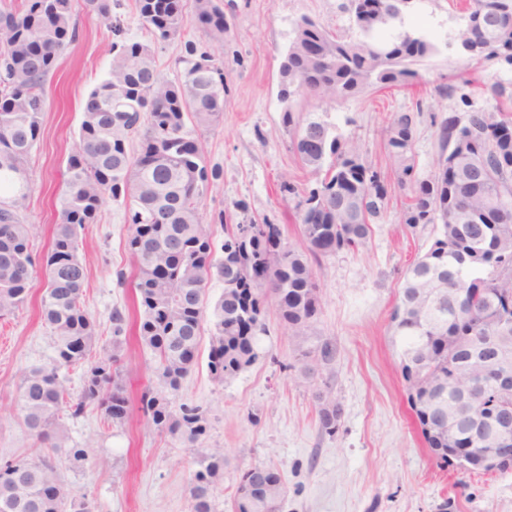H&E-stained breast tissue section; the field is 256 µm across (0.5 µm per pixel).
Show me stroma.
<instances>
[{
    "mask_svg": "<svg viewBox=\"0 0 512 512\" xmlns=\"http://www.w3.org/2000/svg\"><path fill=\"white\" fill-rule=\"evenodd\" d=\"M340 0H223L230 30L224 39V112L218 126L196 130L208 166L219 168L201 210L214 241L224 227L247 220L280 225L286 246L306 253L296 221L297 197L281 192L283 182L304 188L316 181L290 148L277 98L281 55L303 15L331 29L348 25ZM78 38L48 75L43 133L28 159L31 193L24 213L31 226L34 288L14 315L0 320V461L40 452L20 413V383L32 367L50 365L52 337L39 316L44 289L40 265L56 221L57 198L66 160L78 138L82 104L103 80L112 59V34L101 17L86 13L75 0ZM431 20L447 30L449 43L421 63L420 84L371 87L338 102L321 103L296 96L297 116L314 114L358 136L365 159L385 176L389 187L383 220L368 242L343 250L318 266L320 312L311 337L335 342V361L314 379L304 378L296 346L279 322L274 306L263 315L261 357L226 383L211 375L204 356L211 329L200 339L203 353L176 394L175 404L200 408L208 420L199 446L144 424L138 410L142 393L157 387L152 352L128 340L113 352V308L137 312L130 286H118L117 272H132L127 250L128 224L123 202L102 204L95 224L86 229L79 255L87 271L86 309L103 339L92 359L120 358V381L132 412L122 424L105 422L97 407L66 419L71 443H92L95 462L79 471L63 470L65 482L87 494L94 512H190V478L198 468L199 448L224 451V476L213 492L214 512H232L242 472L256 464L279 470L285 486L281 512H512V470L461 472L443 465L427 447L407 402L398 357L392 343L390 313L402 275L432 239L431 227L410 230L401 221L407 203L397 185L398 161L385 148L394 116H415L413 152L420 176L430 175L439 154L434 117L461 109L459 99L437 94L449 80L475 78V106L512 107L494 99L486 87L512 91V65H473L451 41L463 24L462 0H423ZM211 48L209 34L186 27L182 39L154 44L161 74L176 75L175 60L185 41ZM244 210L234 209V202ZM331 385L343 414L335 435L319 429L316 395Z\"/></svg>",
    "mask_w": 512,
    "mask_h": 512,
    "instance_id": "stroma-1",
    "label": "stroma"
}]
</instances>
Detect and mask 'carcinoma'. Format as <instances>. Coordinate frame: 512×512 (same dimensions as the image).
<instances>
[{
	"label": "carcinoma",
	"instance_id": "1",
	"mask_svg": "<svg viewBox=\"0 0 512 512\" xmlns=\"http://www.w3.org/2000/svg\"><path fill=\"white\" fill-rule=\"evenodd\" d=\"M370 12L349 19L353 35L331 31L303 16L279 67L282 125L305 168L324 176L305 191L296 219L310 256L318 261L364 245L372 224L383 219L387 185L367 165L354 136L320 118L295 116L293 98L304 94L343 101L379 86H411L420 79L413 65L437 51L435 41L405 27L393 0H368ZM85 8L109 21L113 42L106 79L86 96L78 141L68 156L58 221L43 259L41 320L50 328L54 364L33 367L21 383L20 411L39 443L62 452L77 471L93 460L92 449L69 445L63 417H78L92 404L104 419L122 423L129 400L119 382L117 352L128 326L157 359L160 388L141 396L147 423L196 443L207 422L197 407L172 409L169 394L199 356L205 316L213 325L208 368L230 381L260 358L258 332L265 305L273 302L297 346L308 376L332 363L328 339L308 344L320 307L317 272L303 255L281 244L277 224L254 221L224 226L222 255L215 256L201 209L219 171L208 167L187 128H212L224 112V76L214 56L187 41L176 59L179 74L161 75L152 43L183 36L191 22L222 44L229 31L218 0H135L141 25L152 43L126 37L120 0H84ZM458 39L478 63L512 64V0H467ZM78 37L73 0H20L0 14V319L12 315L33 290L30 225L24 211L31 191L28 157L40 139L45 81L64 50ZM470 82L437 87L469 103ZM415 117L396 116L386 145L400 164V184L409 203L402 223L414 230L433 225L427 250L408 266L390 321L399 346L407 401L430 448H483L466 423L474 405L462 402V388L479 380L481 363L512 347V113L500 107L450 111L438 122L435 173L416 174L412 152ZM128 207V248L139 316L134 322L112 311V360L86 372L72 399L62 367L81 366L102 336L84 307L87 275L79 258L81 236L96 222L102 203ZM224 291L209 301L211 280ZM320 429L333 435L338 401L318 396ZM201 468L189 487L191 512H213L212 494L224 475L220 448L201 454ZM9 512H89L86 495L70 489L48 456H23L0 463V503Z\"/></svg>",
	"mask_w": 512,
	"mask_h": 512
}]
</instances>
